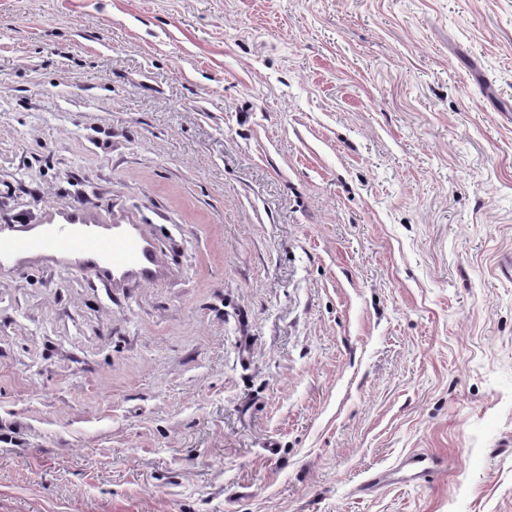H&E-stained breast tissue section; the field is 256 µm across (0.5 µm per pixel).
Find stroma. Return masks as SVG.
<instances>
[{"mask_svg":"<svg viewBox=\"0 0 512 512\" xmlns=\"http://www.w3.org/2000/svg\"><path fill=\"white\" fill-rule=\"evenodd\" d=\"M75 206L157 266L0 263V512H512V0H0ZM405 462L408 463L409 469L402 479L408 482L425 481V478L429 477L437 468L435 460L427 455L413 454Z\"/></svg>","mask_w":512,"mask_h":512,"instance_id":"1","label":"stroma"}]
</instances>
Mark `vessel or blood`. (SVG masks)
<instances>
[{
  "mask_svg": "<svg viewBox=\"0 0 512 512\" xmlns=\"http://www.w3.org/2000/svg\"><path fill=\"white\" fill-rule=\"evenodd\" d=\"M32 251H43L66 256L77 268L95 272L106 268L115 274L131 267L143 275H151L155 257L150 247L136 237L112 232L106 235L96 225L74 215L62 224H49L37 235L0 239V261ZM405 481L420 482L436 469L432 457L414 454L408 457Z\"/></svg>",
  "mask_w": 512,
  "mask_h": 512,
  "instance_id": "obj_1",
  "label": "vessel or blood"
}]
</instances>
